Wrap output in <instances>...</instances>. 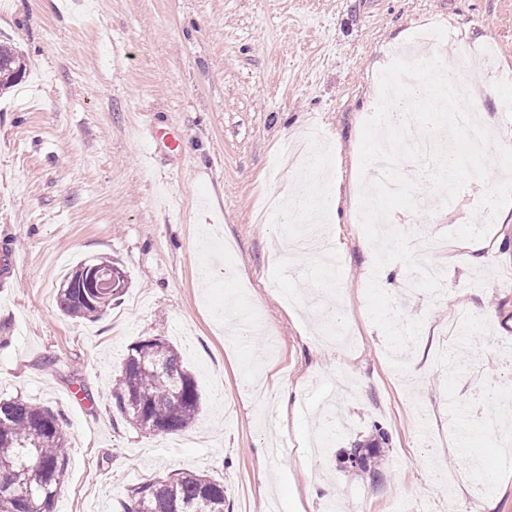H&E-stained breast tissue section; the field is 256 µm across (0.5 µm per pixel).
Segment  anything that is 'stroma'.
Returning a JSON list of instances; mask_svg holds the SVG:
<instances>
[{
	"label": "stroma",
	"mask_w": 512,
	"mask_h": 512,
	"mask_svg": "<svg viewBox=\"0 0 512 512\" xmlns=\"http://www.w3.org/2000/svg\"><path fill=\"white\" fill-rule=\"evenodd\" d=\"M437 26L451 69L503 90L482 120L512 142V0H0V40L27 61L0 92V242L16 267L0 293V397L61 416L68 480L54 512H123L131 488L189 470L224 483L228 512H512V450L487 426L512 394V222L480 251L430 237L470 221L485 191L468 182L437 215L394 211L444 261L443 294L379 276L424 327L406 372L388 360L366 287L374 253L357 222L359 145L379 76ZM180 137L168 150L163 137ZM340 186L319 223L335 262L275 251L300 221L257 205L310 195L319 168ZM127 286L93 321L64 316L61 278L91 258ZM494 310L487 320L485 310ZM349 325L355 347L325 339ZM166 337L198 385L195 421L140 431L112 387L129 346ZM382 428L381 461L343 451Z\"/></svg>",
	"instance_id": "stroma-1"
}]
</instances>
